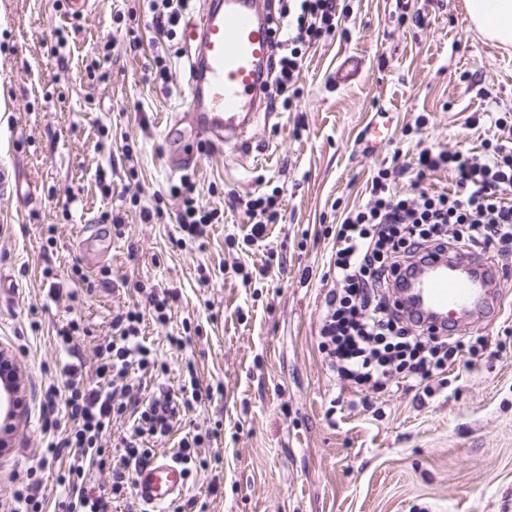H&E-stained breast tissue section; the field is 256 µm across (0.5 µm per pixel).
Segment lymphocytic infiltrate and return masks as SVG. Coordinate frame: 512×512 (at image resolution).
Masks as SVG:
<instances>
[{"mask_svg": "<svg viewBox=\"0 0 512 512\" xmlns=\"http://www.w3.org/2000/svg\"><path fill=\"white\" fill-rule=\"evenodd\" d=\"M340 0H278V37L274 62L265 83L267 111L290 110L300 95L297 86L307 48L333 39L346 9ZM190 0H148L149 25L155 33L156 54L150 80L167 82L169 66L164 47L183 21ZM496 141L484 152L470 156L458 150L417 146L409 162L378 168L368 200L346 212L340 224L327 227L335 240L326 275L334 282L324 300L318 331L319 349L338 382L355 391H390L407 383L434 396L433 380L464 344L452 333L425 328L405 312L396 299L399 273L430 250L460 251L483 255L490 249L512 250V120H495ZM443 171L455 180L450 192L425 187L432 174ZM408 181L402 192L398 181ZM169 193L181 200L178 224L182 242L203 240L209 225L220 224L224 215L204 205L190 175L171 185ZM251 226L242 239L245 248L259 245L264 228L282 218L279 190L245 201ZM178 295L171 290L150 291L145 311L126 310L112 318V335L95 351L94 379H87L73 343L81 329L70 320L57 338L67 358L55 366L61 385L48 386L43 406L46 436L43 452L59 457L72 449L73 461L59 484L66 490L58 506L61 512H109L102 497L81 487L85 471L106 464L104 435L112 421L131 417L130 435L124 438L123 470L112 473V494H128L129 474L151 449L143 437H164L172 429L170 416L159 413L160 403L179 401L190 410L210 389L196 377H188L178 396L162 391L142 401L138 373L163 376L165 364L152 357L141 342L145 317L166 322Z\"/></svg>", "mask_w": 512, "mask_h": 512, "instance_id": "1", "label": "lymphocytic infiltrate"}]
</instances>
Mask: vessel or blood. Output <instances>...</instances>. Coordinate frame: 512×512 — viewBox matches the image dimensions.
Instances as JSON below:
<instances>
[{
    "instance_id": "obj_1",
    "label": "vessel or blood",
    "mask_w": 512,
    "mask_h": 512,
    "mask_svg": "<svg viewBox=\"0 0 512 512\" xmlns=\"http://www.w3.org/2000/svg\"><path fill=\"white\" fill-rule=\"evenodd\" d=\"M275 33L258 0H209L189 35V136L235 149L249 144L248 133L262 115L263 81L274 52ZM358 56L345 57L333 76L350 84L360 74ZM413 287L401 289L404 307L423 324L440 329L456 326L460 316L480 308L489 289L498 285L497 269L463 253H444L427 260ZM187 475L176 458L154 457L133 472L136 496L147 512H164L182 496Z\"/></svg>"
}]
</instances>
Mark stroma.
Here are the masks:
<instances>
[{"label": "stroma", "instance_id": "35a3bbf8", "mask_svg": "<svg viewBox=\"0 0 512 512\" xmlns=\"http://www.w3.org/2000/svg\"><path fill=\"white\" fill-rule=\"evenodd\" d=\"M416 6L423 24L401 25L396 0H351L345 34L307 52L296 108L258 124L257 149L214 144L202 153L190 174L224 221L209 227L200 249L176 246L180 201L166 193L177 179L168 156L189 146L167 133L173 115L187 110L186 26L172 38L170 82L161 89L142 79L154 53L142 0H96L78 20L65 0H0V171H21L36 192L25 206L0 194V353L13 362L20 401L12 430L0 433V512H10L11 493L31 467L48 502L61 496L56 478L69 456L44 464L38 455L43 394L57 381V328L81 317L87 333L78 343L94 370L113 313L143 303L152 286L175 289L179 300L166 324L142 326L145 344L169 368L161 379L143 375L146 393L177 389L188 360L216 391L149 446L170 456L187 432L222 426L217 443L200 451L221 461L216 494L200 475L188 479L185 499L205 502L207 512H512V250L489 259L502 275L500 310L459 329L481 338L478 355L449 361L436 396L404 384L353 393L318 348L333 243L325 227L364 202L373 172L409 159L416 141L477 155L497 131L468 125V116L512 111V47L473 29L465 0ZM71 27L75 35L58 46L57 30ZM130 29L139 50L129 47ZM102 44L110 60L101 81L86 67ZM348 55L364 66L339 88L332 76ZM422 113L430 122L414 130ZM375 125L386 139L371 147ZM136 184L142 203L159 205L163 217L145 224L128 208L124 233L115 235L105 216ZM276 187L284 218L242 255L229 239L248 232L247 219L224 198ZM91 220L112 237L111 253L95 265L79 249ZM271 256L281 270L250 287L232 271ZM75 264L92 292L50 301L43 268L67 290ZM178 335L180 347L169 342Z\"/></svg>", "mask_w": 512, "mask_h": 512}]
</instances>
